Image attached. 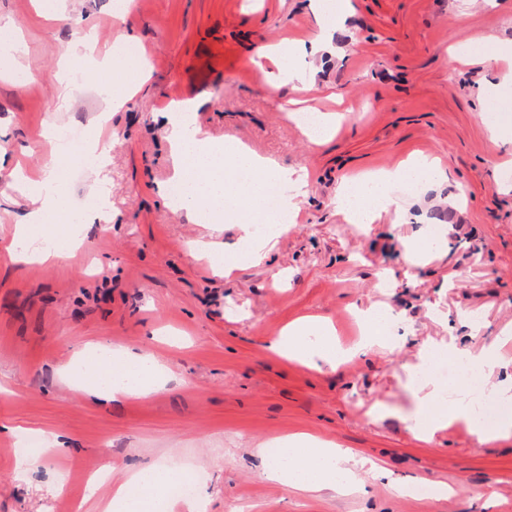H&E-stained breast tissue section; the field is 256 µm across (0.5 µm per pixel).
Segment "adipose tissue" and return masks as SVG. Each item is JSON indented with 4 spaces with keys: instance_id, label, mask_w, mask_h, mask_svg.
I'll list each match as a JSON object with an SVG mask.
<instances>
[{
    "instance_id": "adipose-tissue-1",
    "label": "adipose tissue",
    "mask_w": 512,
    "mask_h": 512,
    "mask_svg": "<svg viewBox=\"0 0 512 512\" xmlns=\"http://www.w3.org/2000/svg\"><path fill=\"white\" fill-rule=\"evenodd\" d=\"M314 8L319 27L315 39L308 45L289 44L279 52L284 78L299 93L312 89L306 74L307 58L332 49V33L345 16V0H316ZM171 127L177 178L183 186L182 210L194 223L235 224L240 230V251L228 255L223 248L195 240L188 246L189 256H209L218 269L227 272L240 264L267 258L301 210L306 187L304 169L281 165L235 142L228 141L220 147L212 144L197 127L187 106L172 120ZM421 178L439 185L446 182L447 175L433 159L417 155L393 168L360 175L358 180L340 188L337 199L348 202L353 223L369 224L377 212L393 204L399 188ZM270 185L283 189L281 212L277 215L265 204L266 188ZM28 202L25 220L15 225L9 244L15 262L33 264L62 259L63 251L49 245L57 237L73 247L82 244L85 226L91 221L89 215H72L62 227L45 224L50 212L67 206L64 193L58 189L55 171L46 173ZM260 224L266 225V232H257ZM334 334L332 325L303 318L285 326L268 348L283 359L318 370L336 363ZM166 374V367L154 355L115 349L102 343L85 346L64 369L70 384L105 402L119 396L148 397ZM413 398V430L421 439H429L453 421L464 422L470 434L481 443L512 437V414L487 423L475 415L468 393H461L447 403L443 400L442 386L427 380L415 388ZM256 453L262 460L266 478L302 491L340 490L349 487L355 477L346 465L345 450L335 442L306 434L285 436L271 445L260 444ZM168 472V467L160 464L136 470L115 485L111 498L103 505L104 512H168L170 503L164 494Z\"/></svg>"
}]
</instances>
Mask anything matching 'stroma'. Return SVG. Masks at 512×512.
Returning a JSON list of instances; mask_svg holds the SVG:
<instances>
[{
	"label": "stroma",
	"mask_w": 512,
	"mask_h": 512,
	"mask_svg": "<svg viewBox=\"0 0 512 512\" xmlns=\"http://www.w3.org/2000/svg\"><path fill=\"white\" fill-rule=\"evenodd\" d=\"M0 0V145L37 175L53 159L50 128L102 136V171L67 155L59 167L69 210L106 187L111 230L90 224L74 257L14 263L5 246L27 208L24 186L0 176V512H98L87 475L110 469L98 498L150 463L202 468V512H512V439L478 442L455 424L430 440L408 427L412 371L421 349L444 365L451 350L478 351L512 331V142L493 140L478 90L507 76L488 58L449 68V46L512 42V0H350L335 55L312 64L315 94L336 129L314 144L289 119L290 85L259 83L254 62L269 44L310 39L309 0ZM82 16L84 27L72 24ZM126 29L151 64L149 79L108 108L94 85L130 77L113 35ZM87 92L50 111L68 71ZM25 82H18V75ZM194 106L211 140L310 173L297 224L270 258L216 275L186 256L193 239L232 247L237 225L211 230L174 208L160 186L176 166L165 115ZM419 152L439 159L448 181L410 195L374 223L353 224L336 190L358 170L395 166ZM467 189L457 198V185ZM424 221L443 216V251L411 265L405 243L420 226L396 229L398 209ZM387 287H379V280ZM381 306L401 322L394 351L316 371L271 355L282 327L311 315L334 323L351 345L348 314ZM91 342L148 350L169 374L145 399L102 402L66 385L61 370ZM384 405L373 416L375 405ZM57 431L75 453L42 454L17 474L12 432ZM295 433L334 441L380 464L344 491L306 493L267 480L260 442ZM424 482L448 497L411 498Z\"/></svg>",
	"instance_id": "obj_1"
}]
</instances>
